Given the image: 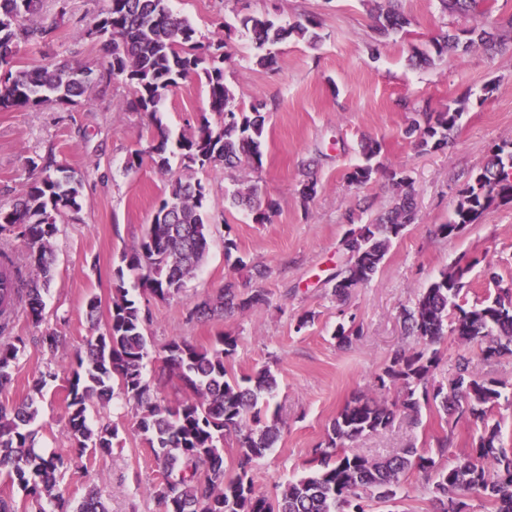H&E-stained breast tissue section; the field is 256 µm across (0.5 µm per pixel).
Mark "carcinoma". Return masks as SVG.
Instances as JSON below:
<instances>
[{
	"instance_id": "carcinoma-1",
	"label": "carcinoma",
	"mask_w": 512,
	"mask_h": 512,
	"mask_svg": "<svg viewBox=\"0 0 512 512\" xmlns=\"http://www.w3.org/2000/svg\"><path fill=\"white\" fill-rule=\"evenodd\" d=\"M446 13L466 16L475 12L477 0H439ZM38 0H0V109H66L78 103L90 84L108 77L125 76L129 95L121 109L148 114L155 135L145 149L128 158L126 167L137 169L144 158L161 171L169 168V130L159 116V104L178 87L179 81L203 71L209 92V107L220 119L213 127L204 122L190 136L178 140L181 162L186 169L213 167L228 169L248 163L262 167L261 145L266 117L264 104L255 102L250 111L235 104V94L224 80V58L210 61L208 51L224 48V39L204 44L197 39L190 22L175 14L169 0H106L88 35L103 41L106 56L91 83L67 80L75 67L46 65L12 70L11 60L20 45L48 39L53 28L25 24L36 11ZM375 33L386 38L410 25V20L393 5V0L375 4ZM241 25L252 34L257 64L264 66L270 46L291 40L315 45L320 39L319 20L280 21L266 15H246ZM512 30V14L502 15L491 29L473 27L462 34L443 32L427 50L414 51L418 62L431 65L459 48L495 47L499 29ZM466 103L439 112L423 110L406 130L422 150L448 144ZM365 163L348 173L349 184L363 186L373 179L377 167L372 160L381 144L366 139L362 146ZM39 173L8 209L0 208V233L9 232L24 240L26 265L37 277H26L22 267L8 254L0 253V391L12 383L13 366L24 340L12 335L19 312L26 313L35 326L43 320L42 291L51 278L57 217L82 209V181L69 167L52 160L33 164ZM512 143L497 145L492 155L471 179L448 223L438 234L453 236L476 223L492 206L512 203ZM397 193L392 206L373 222L349 230L341 239L346 256L333 277L332 296L347 303L353 289L370 282L393 241L414 222L416 208L411 177L393 178ZM205 185L199 180L172 179L168 191L153 212L138 242L121 257L115 272L112 307L105 330L85 338L76 355V367L69 379L68 424L75 440L74 455L83 457L87 448L101 455L112 453L116 430L92 429L87 411L95 402L108 403L114 391L136 411L137 430L151 448L162 480L152 485L151 496L163 512H367L369 503L394 500L407 472H425L434 479L436 512H468L466 499L481 493L495 512H512V448L503 446L500 424L489 423L492 409L501 398L500 382L474 377L468 360L459 357L451 391L430 384L437 366V352L430 347L445 336L446 327L463 343L493 337L486 356L512 354V286L488 272L495 293L470 308L457 303L466 287L470 264L456 262L443 270L424 288L414 308L404 315L407 335L422 348L395 352L390 365L377 376L381 391L403 389L400 407L415 423L427 406L447 415L455 414L481 426L478 444L447 467L416 447L384 457L368 458L349 451L345 444L363 435L386 430L394 417L378 397H360L346 404L327 430L324 444L313 449L307 476L279 486L272 497L257 492L250 475L254 463L264 457L277 440L280 429L268 424L264 396L272 395L277 379L267 367L236 378L226 363L237 350V337L224 333L210 347L200 348L185 339L173 338L161 346L159 379L175 378L184 395L175 401L158 396V387L144 376L148 357L145 336L147 316L139 296L166 300L179 294L203 264L209 249L212 225L204 211ZM233 204L244 205L258 224L270 221L277 203L261 199L259 188L250 184L238 190ZM234 240H224V257L234 270L247 267ZM268 301L260 288L240 289L236 279L196 303L189 317L207 319L243 313ZM453 320H448V315ZM362 324L351 316L338 325L334 338L349 345L363 336ZM57 375L48 372L34 382L33 394L20 403L0 402V475H6L37 504V512H106L98 493L89 490L77 507L57 483L61 458L45 456L34 448V432L28 429L37 415L35 396L42 395ZM236 440L234 474L224 464V438Z\"/></svg>"
}]
</instances>
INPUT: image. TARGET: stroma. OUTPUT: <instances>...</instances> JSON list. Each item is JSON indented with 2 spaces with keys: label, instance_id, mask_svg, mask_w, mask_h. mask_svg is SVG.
Returning a JSON list of instances; mask_svg holds the SVG:
<instances>
[{
  "label": "stroma",
  "instance_id": "1",
  "mask_svg": "<svg viewBox=\"0 0 512 512\" xmlns=\"http://www.w3.org/2000/svg\"><path fill=\"white\" fill-rule=\"evenodd\" d=\"M104 6V0H41L34 20L54 26L55 36L20 47L15 69L63 60L99 68L103 45L87 31ZM398 6L412 21L410 31L380 42L365 0H171L174 12L194 26L201 42L225 41L226 83L237 101L266 103L268 118L261 169L230 172L217 166L194 172L206 186L210 249L182 292L166 300H142L151 346L145 373L149 380L157 379V350L168 340L180 337L205 347L222 333L238 338L236 354L227 363L232 373L242 376L270 366L278 388L268 413L280 418L281 434L251 472L256 491L268 496L285 481L308 474L311 451L324 441L337 413L353 398L372 395L376 376L395 351L414 347L402 313L442 270L461 258L471 262L459 298L468 307L492 292L488 270L512 282V204L492 207L458 235L444 238L436 233L472 175L488 161L492 147L512 141V31L504 32L493 52L473 47L444 55L428 68L409 64L413 49L428 47L441 31L491 25L499 15L512 13V0H481L479 11L468 16L444 15L438 0H398ZM265 14L290 22L316 15L321 39L314 47L294 41L272 46V65L258 66L257 51L240 20ZM127 92L124 80L115 77L94 86L85 102L63 111L0 112V207L9 208L23 193L30 161L55 157L83 179L81 211L57 219L54 273L43 294V321L36 327L25 315L15 320L13 333L23 337L25 347L0 402L22 401L40 374L56 373V381L38 400L31 428L39 452L68 458L60 473L66 497L78 502L93 488L107 512H162L149 494L162 472L137 431L130 405L116 397L107 405L89 407L90 425L116 428L117 436L111 455L89 449L77 460L66 413L67 380L76 352L108 318L113 270L140 239L170 179L184 172L175 155L165 174L148 161L138 170H127L128 157L148 146L154 130L149 115L119 110ZM460 98L466 99V110L448 146L417 148L415 138L405 133L413 114L399 107V100L440 111ZM160 112L175 139L203 122H219L209 109L204 78L194 74L168 93ZM366 137L382 144L380 169L371 182L357 187L346 176L363 163L361 141ZM307 167L318 184L314 198L304 203L298 185ZM395 172L413 180L416 220L393 241L374 279L353 289L346 307H339L330 278L343 261L340 241L350 226L370 223L387 208ZM247 181L277 202L269 223H256L251 212L231 206L233 191ZM228 237L235 240L246 269L232 271L226 262ZM253 265L265 268V277L251 278ZM232 275L263 289L268 304L221 319H191L194 304ZM92 296L100 301L93 321L86 315ZM306 312L313 313V324L297 328L298 316ZM347 315L355 316L364 334L343 347L333 333ZM48 332L59 338L56 350L41 344ZM484 348L481 342L464 346L446 336L437 347L432 383L449 387L456 361L463 356L473 375L505 383L506 394L512 395V355L490 359ZM479 435L476 426L427 409L420 424L397 416L387 430L362 436L350 448L375 458L413 445L434 455L443 467L475 446ZM443 439L448 449L441 454L437 448ZM432 497L431 478L413 471L395 503L372 505L370 512H432Z\"/></svg>",
  "mask_w": 512,
  "mask_h": 512
}]
</instances>
